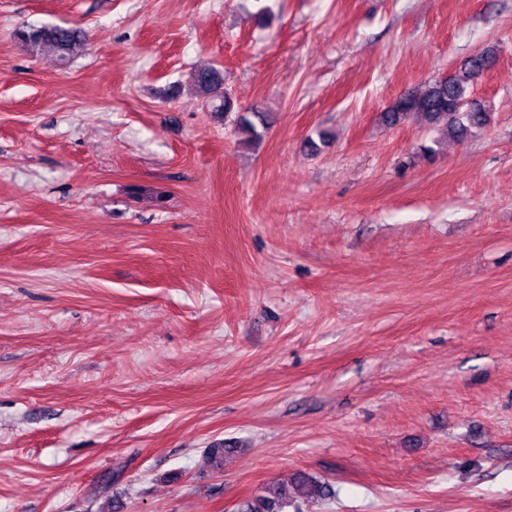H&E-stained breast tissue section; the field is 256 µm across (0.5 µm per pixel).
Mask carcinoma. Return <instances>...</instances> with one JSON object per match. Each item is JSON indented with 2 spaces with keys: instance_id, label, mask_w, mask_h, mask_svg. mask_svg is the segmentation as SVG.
I'll list each match as a JSON object with an SVG mask.
<instances>
[{
  "instance_id": "carcinoma-1",
  "label": "carcinoma",
  "mask_w": 512,
  "mask_h": 512,
  "mask_svg": "<svg viewBox=\"0 0 512 512\" xmlns=\"http://www.w3.org/2000/svg\"><path fill=\"white\" fill-rule=\"evenodd\" d=\"M15 37L33 53L49 48L62 60L79 54L86 44V34L77 26L18 29ZM495 60L496 55L492 50L481 51L468 57L453 77L405 91L382 114L383 122L394 126L414 116L423 125H442L448 136L458 141L463 139L468 126L481 121V113L467 110L471 89ZM193 80L199 95L216 103V111L228 113L234 110L235 101L224 89V74L217 68H199ZM238 125L257 140L262 137L257 126L268 129V120L263 113L255 111L251 118L238 116ZM234 451L235 446L219 442L207 449L205 459L211 469L219 472L224 469L225 458ZM322 494V485L310 477L297 474L289 481L277 480L267 485L263 494L247 505V512H288L290 507L298 512L299 497L308 499Z\"/></svg>"
}]
</instances>
